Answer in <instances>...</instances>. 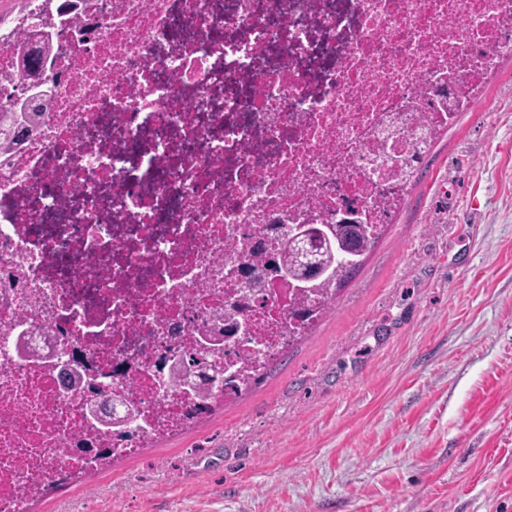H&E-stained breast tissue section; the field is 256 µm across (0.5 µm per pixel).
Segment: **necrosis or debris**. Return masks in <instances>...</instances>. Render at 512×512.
Here are the masks:
<instances>
[{
    "label": "necrosis or debris",
    "mask_w": 512,
    "mask_h": 512,
    "mask_svg": "<svg viewBox=\"0 0 512 512\" xmlns=\"http://www.w3.org/2000/svg\"><path fill=\"white\" fill-rule=\"evenodd\" d=\"M11 0L0 106L25 80L14 47L40 20L57 53L37 133L0 156V512L204 411L157 381L161 358L224 325L238 254L277 224L381 226L434 131L512 54V0ZM250 292L256 348L306 332L321 298ZM74 350L134 382L147 424L100 435L91 389L41 353Z\"/></svg>",
    "instance_id": "necrosis-or-debris-1"
}]
</instances>
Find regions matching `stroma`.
<instances>
[{"mask_svg": "<svg viewBox=\"0 0 512 512\" xmlns=\"http://www.w3.org/2000/svg\"><path fill=\"white\" fill-rule=\"evenodd\" d=\"M31 512H512V60L250 388Z\"/></svg>", "mask_w": 512, "mask_h": 512, "instance_id": "stroma-1", "label": "stroma"}]
</instances>
